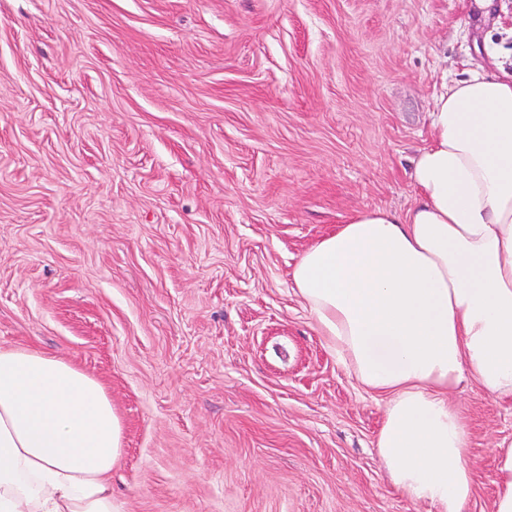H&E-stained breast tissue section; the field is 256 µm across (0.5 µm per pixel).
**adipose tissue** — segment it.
<instances>
[{
    "label": "adipose tissue",
    "instance_id": "ef3b65f1",
    "mask_svg": "<svg viewBox=\"0 0 512 512\" xmlns=\"http://www.w3.org/2000/svg\"><path fill=\"white\" fill-rule=\"evenodd\" d=\"M430 126L417 203L356 213L292 278L337 360L388 398L376 446L392 482L435 512H463L468 431L445 392L469 376L512 396V74L468 70L436 97ZM121 451L97 379L0 346V512H117Z\"/></svg>",
    "mask_w": 512,
    "mask_h": 512
}]
</instances>
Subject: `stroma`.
<instances>
[{
    "label": "stroma",
    "mask_w": 512,
    "mask_h": 512,
    "mask_svg": "<svg viewBox=\"0 0 512 512\" xmlns=\"http://www.w3.org/2000/svg\"><path fill=\"white\" fill-rule=\"evenodd\" d=\"M0 0V345L97 378L120 512H434L390 482L386 399L296 295L301 254L417 201L446 79L512 0ZM493 512L512 397L466 378Z\"/></svg>",
    "instance_id": "35a3bbf8"
}]
</instances>
